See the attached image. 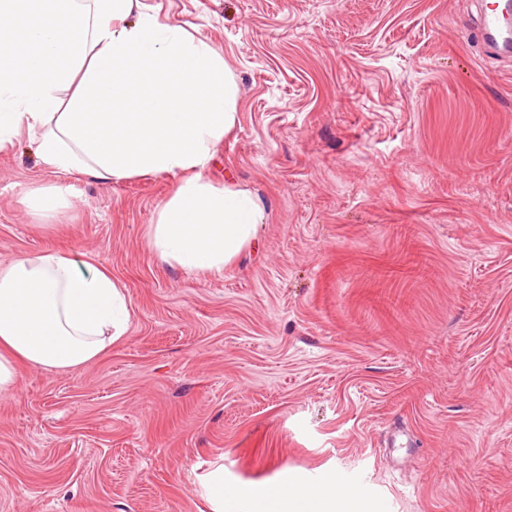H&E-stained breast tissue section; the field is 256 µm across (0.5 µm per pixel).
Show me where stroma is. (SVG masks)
I'll use <instances>...</instances> for the list:
<instances>
[{"instance_id":"1","label":"stroma","mask_w":512,"mask_h":512,"mask_svg":"<svg viewBox=\"0 0 512 512\" xmlns=\"http://www.w3.org/2000/svg\"><path fill=\"white\" fill-rule=\"evenodd\" d=\"M236 80L205 175L265 222L223 274L144 236L178 185L0 150V264L123 287V342L0 395V512H211L210 484L326 473L376 512H512V58L471 0H149ZM62 184L42 219L23 198Z\"/></svg>"}]
</instances>
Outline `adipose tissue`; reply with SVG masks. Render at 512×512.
<instances>
[{
  "label": "adipose tissue",
  "instance_id": "ef3b65f1",
  "mask_svg": "<svg viewBox=\"0 0 512 512\" xmlns=\"http://www.w3.org/2000/svg\"><path fill=\"white\" fill-rule=\"evenodd\" d=\"M239 87L208 41L147 0H0V148L28 136L54 171L109 184L181 175L145 238L163 263L223 274L265 218L259 198L208 181L213 146L238 122ZM123 288L47 250L0 265V393L21 367L70 370L121 341ZM227 512H371L335 473L315 485L212 492Z\"/></svg>",
  "mask_w": 512,
  "mask_h": 512
}]
</instances>
